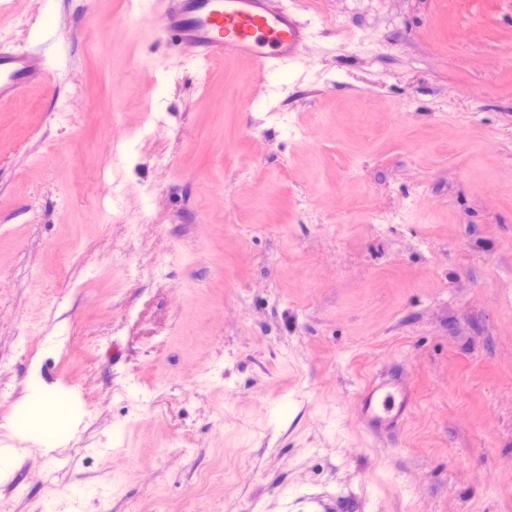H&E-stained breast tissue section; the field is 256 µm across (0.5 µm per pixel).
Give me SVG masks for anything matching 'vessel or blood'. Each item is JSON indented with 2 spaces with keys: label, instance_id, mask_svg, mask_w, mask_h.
<instances>
[{
  "label": "vessel or blood",
  "instance_id": "vessel-or-blood-1",
  "mask_svg": "<svg viewBox=\"0 0 512 512\" xmlns=\"http://www.w3.org/2000/svg\"><path fill=\"white\" fill-rule=\"evenodd\" d=\"M144 12L190 58H244L267 74L287 71L309 38L299 15L276 6L274 0H149ZM45 60L43 44L25 50L1 44L0 103L47 81ZM411 405L404 381L385 376L363 389L357 415L372 434H390L403 428Z\"/></svg>",
  "mask_w": 512,
  "mask_h": 512
}]
</instances>
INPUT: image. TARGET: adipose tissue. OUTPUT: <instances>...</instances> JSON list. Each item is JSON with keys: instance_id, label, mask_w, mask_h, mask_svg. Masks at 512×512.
<instances>
[{"instance_id": "ef3b65f1", "label": "adipose tissue", "mask_w": 512, "mask_h": 512, "mask_svg": "<svg viewBox=\"0 0 512 512\" xmlns=\"http://www.w3.org/2000/svg\"><path fill=\"white\" fill-rule=\"evenodd\" d=\"M14 431L41 437L56 448L67 443L76 432V413L72 403L42 388H27L23 409L10 421Z\"/></svg>"}]
</instances>
